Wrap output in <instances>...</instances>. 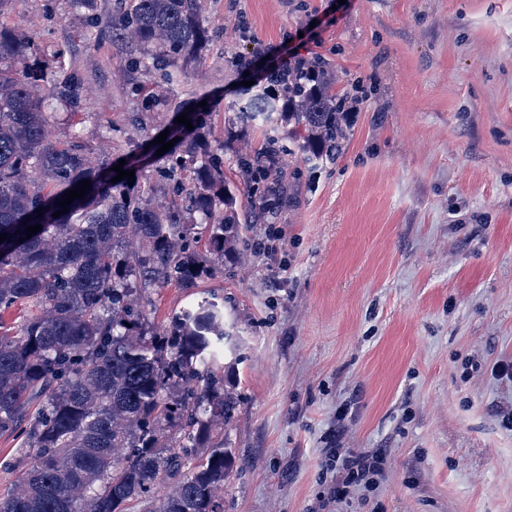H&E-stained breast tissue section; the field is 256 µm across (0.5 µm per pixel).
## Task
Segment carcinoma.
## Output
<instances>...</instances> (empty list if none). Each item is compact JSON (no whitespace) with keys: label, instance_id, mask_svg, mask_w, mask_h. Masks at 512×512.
<instances>
[{"label":"carcinoma","instance_id":"obj_1","mask_svg":"<svg viewBox=\"0 0 512 512\" xmlns=\"http://www.w3.org/2000/svg\"><path fill=\"white\" fill-rule=\"evenodd\" d=\"M108 28L113 46L138 52L129 68L169 87L212 37L202 0H122ZM40 54L0 23V311L30 310L0 321V436L21 441L0 512H224L235 465L225 433L240 406L219 364L231 341L224 307L205 292L157 324L150 295L192 292L224 273L227 255L253 249L248 225L295 200L301 172L283 159L314 171L346 150V97L327 59L282 63L238 91L232 125L259 119L264 132L261 148L233 156L240 184L224 174L228 141H212L200 119L209 104L187 113L193 129L172 128L168 165L141 164L143 185L114 183L118 159L91 164L78 131L52 137L54 102L81 104V82L62 71L42 87ZM84 179L83 198L53 217ZM197 224L206 239L192 235Z\"/></svg>","mask_w":512,"mask_h":512}]
</instances>
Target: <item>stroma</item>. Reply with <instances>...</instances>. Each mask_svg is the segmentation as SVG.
<instances>
[{
  "label": "stroma",
  "mask_w": 512,
  "mask_h": 512,
  "mask_svg": "<svg viewBox=\"0 0 512 512\" xmlns=\"http://www.w3.org/2000/svg\"><path fill=\"white\" fill-rule=\"evenodd\" d=\"M207 0L200 66L142 111L128 49L69 0H15L42 59L73 71L86 104L56 105L57 138L92 154L155 139L212 102L223 136L242 80L279 60L313 18L337 87L362 84L344 156L304 174L294 203L202 289L224 298L240 398L225 512H318L334 450H385L388 470L339 512H512V0Z\"/></svg>",
  "instance_id": "35a3bbf8"
}]
</instances>
